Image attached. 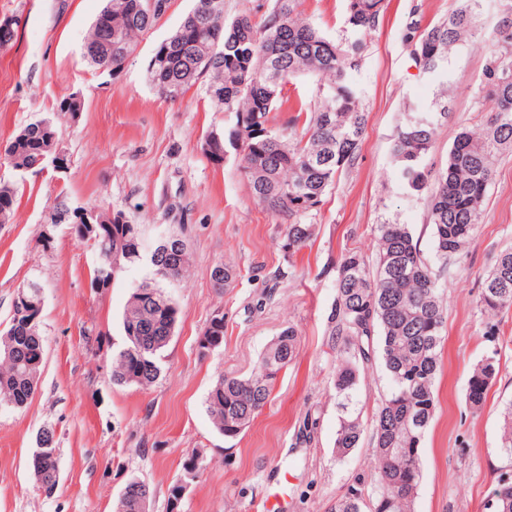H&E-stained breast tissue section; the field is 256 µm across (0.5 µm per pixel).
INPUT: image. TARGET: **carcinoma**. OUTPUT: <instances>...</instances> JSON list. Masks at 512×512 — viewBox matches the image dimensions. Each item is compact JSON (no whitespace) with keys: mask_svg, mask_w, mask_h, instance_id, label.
<instances>
[{"mask_svg":"<svg viewBox=\"0 0 512 512\" xmlns=\"http://www.w3.org/2000/svg\"><path fill=\"white\" fill-rule=\"evenodd\" d=\"M173 0H109L93 24L86 43L93 66L108 61L120 73L138 42L151 33ZM210 0H195L193 8L169 37L193 45L194 53L158 43L151 56L150 80L162 97L176 100L203 83L212 103L235 114L228 140L242 144V172L253 199L285 221L281 250L292 256L313 237L308 216L320 209L338 174L354 167L368 113L362 92L353 79L377 29L384 0H346V37L331 38L301 17V0H272L263 23L256 28L247 16L228 22L223 15L195 22ZM480 0H458L456 8L425 27L413 19L402 34L423 73L435 76L448 68L451 53L460 49L477 27ZM222 29L220 39L214 32ZM299 76L317 80L316 100L289 108L297 115L284 127L270 125V112L282 107L284 88ZM481 102L488 116L480 132L460 128L448 150L445 167L433 171L426 157L440 119L448 115L447 102L422 111L411 106L392 144L398 178L409 195L430 190L429 221L433 260H427L407 224H381L372 259L356 249L346 250L336 266V303L331 335L344 345L336 356L334 388L342 416L335 448L340 457L363 443L376 464L377 490L371 502L351 488L332 512H414L422 481L420 448L436 412L435 383L441 369L446 323L439 279L450 271L457 256L475 233L483 211L494 167L512 150V10L501 19L496 45L484 67ZM305 119H300V115ZM57 145V130L49 119L28 124L5 147V157L20 167L34 168L45 148ZM18 188L0 184V224L10 220ZM102 211V231L89 233L98 253L91 280L107 266L116 241L134 237L145 245L135 224L109 223ZM190 253L162 257L135 283L122 315L124 346L113 355L112 383L148 387L160 374L166 338L173 335L178 308L167 293L190 272ZM487 316L484 336L496 343L495 318L512 309V249L501 251L487 273L479 298ZM0 335V402L23 408L32 399L40 378L45 349L41 331L27 336ZM380 336V354L390 387L372 427L365 429L354 415L353 398L360 364L371 360L370 341ZM206 354L224 342V317H213L205 331ZM298 337L284 328L267 347L256 369L247 377L222 375L207 400L213 427L227 438L245 431L271 402L278 374L296 357ZM499 373L495 355L474 365L467 379L466 405L471 413L483 409ZM497 485L484 502L486 512H512V400L505 406L499 439ZM30 465L36 479L58 482L57 464H48L34 451ZM152 491L148 484L129 480L120 496L119 512H143Z\"/></svg>","mask_w":512,"mask_h":512,"instance_id":"carcinoma-1","label":"carcinoma"}]
</instances>
